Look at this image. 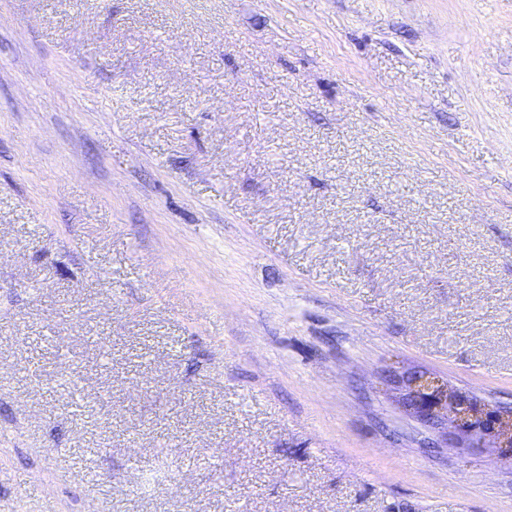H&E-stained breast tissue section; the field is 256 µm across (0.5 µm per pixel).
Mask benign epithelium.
Wrapping results in <instances>:
<instances>
[{"label": "benign epithelium", "instance_id": "obj_1", "mask_svg": "<svg viewBox=\"0 0 512 512\" xmlns=\"http://www.w3.org/2000/svg\"><path fill=\"white\" fill-rule=\"evenodd\" d=\"M388 385L402 406L459 448H511L512 415L423 367L395 370Z\"/></svg>", "mask_w": 512, "mask_h": 512}]
</instances>
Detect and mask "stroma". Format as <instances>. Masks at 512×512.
<instances>
[{"label": "stroma", "instance_id": "1", "mask_svg": "<svg viewBox=\"0 0 512 512\" xmlns=\"http://www.w3.org/2000/svg\"><path fill=\"white\" fill-rule=\"evenodd\" d=\"M512 0H0V512H512ZM388 385L407 411L443 434L447 445L511 450L510 413L491 410L493 404L451 386L440 374L406 367L393 371Z\"/></svg>", "mask_w": 512, "mask_h": 512}]
</instances>
